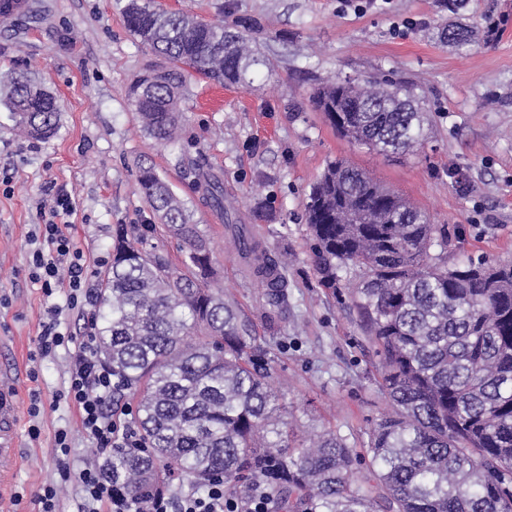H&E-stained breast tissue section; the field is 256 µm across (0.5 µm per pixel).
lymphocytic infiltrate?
<instances>
[{
	"instance_id": "f902f5d3",
	"label": "lymphocytic infiltrate",
	"mask_w": 512,
	"mask_h": 512,
	"mask_svg": "<svg viewBox=\"0 0 512 512\" xmlns=\"http://www.w3.org/2000/svg\"><path fill=\"white\" fill-rule=\"evenodd\" d=\"M50 216L36 225L28 237L30 249L27 268L30 279L40 284L45 296L65 288L66 303L50 305L40 324L37 356L45 357L57 349L69 355L65 397L77 412L75 430L55 433L59 482L74 484L80 494L78 512H267L263 499L244 503L229 494L223 482L211 484L205 491H190L173 499L158 493L145 499L133 498L114 485L101 465L113 448H137L140 434L128 412L112 409V390L117 381L111 366L103 363L98 352L99 331L95 318L88 317L82 338L61 328L64 311L90 312L99 300V284L90 271V259L71 232L64 218L73 204L70 193L56 188L51 199ZM80 432L94 444L99 462L74 468L70 460L73 432Z\"/></svg>"
}]
</instances>
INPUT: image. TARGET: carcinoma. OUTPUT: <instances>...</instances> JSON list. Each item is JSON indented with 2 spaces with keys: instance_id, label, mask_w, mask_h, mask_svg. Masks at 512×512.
I'll return each instance as SVG.
<instances>
[{
  "instance_id": "cac0c4a2",
  "label": "carcinoma",
  "mask_w": 512,
  "mask_h": 512,
  "mask_svg": "<svg viewBox=\"0 0 512 512\" xmlns=\"http://www.w3.org/2000/svg\"><path fill=\"white\" fill-rule=\"evenodd\" d=\"M126 26L167 65L147 99L131 98L158 144L181 138L179 97L187 67L205 79L249 89L255 57L239 22L240 45L224 48V69H207L224 25L188 14L122 8ZM441 36L463 50L474 34ZM0 103L20 135L55 133L60 106L30 78L0 85ZM318 109L336 131L385 154L425 141L424 116L410 90L390 79L336 80L319 89ZM137 183L159 224H120L112 267L101 282L100 354L121 383L112 405L134 403L140 448H115L108 475L129 495L167 492L175 482L199 490L221 477L231 493L263 479L276 490L271 512H512V262L448 264V229L399 192L344 159L311 188L305 221L320 282L350 304L375 348L372 382L389 410L369 429L363 451L328 425L302 448L288 445V421L275 414L272 359L237 305L224 299L209 240L184 203L150 166ZM226 217L247 271L270 305L288 303L286 267L253 228L235 222L224 185L205 178ZM177 240L175 262L147 248L150 236ZM439 248L437 255L432 254ZM366 465L363 483L354 474Z\"/></svg>"
}]
</instances>
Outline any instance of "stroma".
<instances>
[{"instance_id":"35a3bbf8","label":"stroma","mask_w":512,"mask_h":512,"mask_svg":"<svg viewBox=\"0 0 512 512\" xmlns=\"http://www.w3.org/2000/svg\"><path fill=\"white\" fill-rule=\"evenodd\" d=\"M24 4L0 19V81L38 78L61 115L52 137L28 140L0 106V177L11 179L0 191V388L14 394L9 435L17 450L0 512H36V492L56 479L54 434L76 420L63 395L67 352L34 356L46 306L66 298L61 289L44 297L28 278L37 202L49 185L66 187L72 232L103 274L117 225L157 221L138 189L142 165L154 166L210 240L225 297L273 360L282 415L295 425L291 446L330 425L361 448L386 402L371 382L376 357L355 313L319 281L307 196L331 161L345 159L447 225L449 262L512 259V0H463L452 12L436 0H378L363 12L341 0H154L229 31L242 16L260 23L253 89L224 85L218 106L207 99L212 83L191 77L182 138L167 148L145 132L128 97L159 59L128 31L124 0ZM407 18L417 27L391 35L392 23ZM451 22L473 30L471 50L440 40ZM382 74L409 86L426 114L427 139L417 150L384 156L354 145L313 99L326 82ZM186 152L223 181L239 223L254 227L271 254H287L286 310L268 305L239 263L222 215L184 171ZM35 395L45 409L36 440L28 414Z\"/></svg>"}]
</instances>
